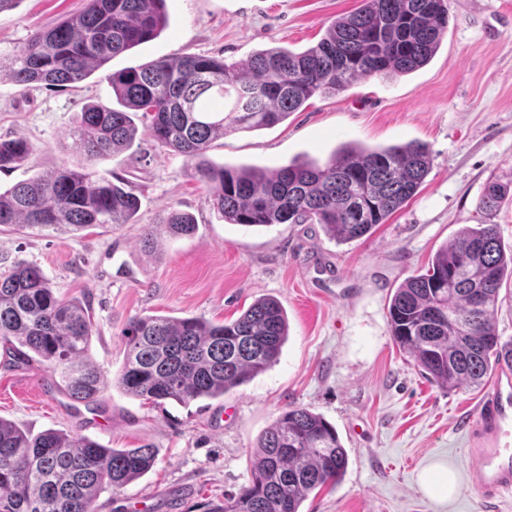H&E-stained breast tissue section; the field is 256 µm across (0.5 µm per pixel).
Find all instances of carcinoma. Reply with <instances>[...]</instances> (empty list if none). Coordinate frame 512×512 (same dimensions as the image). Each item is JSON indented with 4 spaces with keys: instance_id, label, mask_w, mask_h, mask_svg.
I'll list each match as a JSON object with an SVG mask.
<instances>
[{
    "instance_id": "carcinoma-1",
    "label": "carcinoma",
    "mask_w": 512,
    "mask_h": 512,
    "mask_svg": "<svg viewBox=\"0 0 512 512\" xmlns=\"http://www.w3.org/2000/svg\"><path fill=\"white\" fill-rule=\"evenodd\" d=\"M167 24L166 0H88L79 15L0 55V75L23 86L80 83ZM447 28L448 0H362L300 53L268 49L245 64L189 54L112 72L107 79L118 107H83L70 133V149L86 165L62 164L0 191V225L76 234L131 223L138 196L98 174L94 162L132 144L137 115L159 147L186 159L225 223L321 224L341 243L359 240L416 194L431 167L425 145L349 144L322 165L306 161L273 171L229 167L206 152L224 132L271 127L316 94L425 66ZM32 153L25 138L0 139V171L24 165ZM508 192L489 183L480 208L495 210ZM162 224L172 237L197 228L180 212ZM509 279L512 253L504 252L497 225L462 227L425 272L395 289L388 304L394 342L439 385L480 387L496 368L512 369V339L502 340L495 323ZM92 335L89 305L58 296L38 267L20 260L0 276V342L17 362L38 357L58 375L59 390L87 407L108 386L89 355ZM122 336L126 356L115 385L155 407L188 405L222 397L275 364L288 322L281 304L263 297L228 323L135 317ZM155 461L147 445L106 448L53 429L33 435L0 418V512H93L101 493L138 480ZM347 465L336 428L291 407L255 443L248 483L206 503L205 512H300L307 496L336 483Z\"/></svg>"
}]
</instances>
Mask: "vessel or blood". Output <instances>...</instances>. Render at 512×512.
<instances>
[{
    "mask_svg": "<svg viewBox=\"0 0 512 512\" xmlns=\"http://www.w3.org/2000/svg\"><path fill=\"white\" fill-rule=\"evenodd\" d=\"M476 484L484 499L512 489V372L503 371L476 408L469 427Z\"/></svg>",
    "mask_w": 512,
    "mask_h": 512,
    "instance_id": "vessel-or-blood-1",
    "label": "vessel or blood"
}]
</instances>
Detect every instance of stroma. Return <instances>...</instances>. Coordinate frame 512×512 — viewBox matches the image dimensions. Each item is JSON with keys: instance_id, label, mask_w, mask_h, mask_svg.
<instances>
[{"instance_id": "stroma-1", "label": "stroma", "mask_w": 512, "mask_h": 512, "mask_svg": "<svg viewBox=\"0 0 512 512\" xmlns=\"http://www.w3.org/2000/svg\"><path fill=\"white\" fill-rule=\"evenodd\" d=\"M87 0H18L0 12V53L75 15ZM361 0H167L169 25L70 89L25 87L0 78V138L35 147L29 164L0 172L6 190L83 157L66 151L81 107L115 106L108 73L185 54L247 62L257 51L314 46ZM427 145L431 170L417 194L362 239L339 243L320 224H228L183 156L146 134L97 160L141 200L134 223L115 230L38 233L0 227V273L18 260L37 266L57 295L90 307V355L111 384L89 407H72L45 364L13 363L0 344V418L37 434L78 433L108 448H154L139 480L102 493L95 512H201L202 502L238 492L252 445L288 407L332 423L348 453L336 484L311 493L302 512H512V490L484 503L474 482L465 418L482 390H449L426 379L395 345L388 303L407 277L423 272L463 225H497L512 250V193L491 214L478 203L488 183L512 182V0H449L448 29L425 67L367 77L319 94L273 127L231 131L208 159L277 169L326 162L345 144ZM194 216L197 231L169 236L171 211ZM153 231L155 248L141 238ZM277 298L289 336L276 364L215 400L156 408L112 381L125 354L121 334L135 317L235 320L256 299ZM453 470L445 501L421 489L434 468Z\"/></svg>"}]
</instances>
